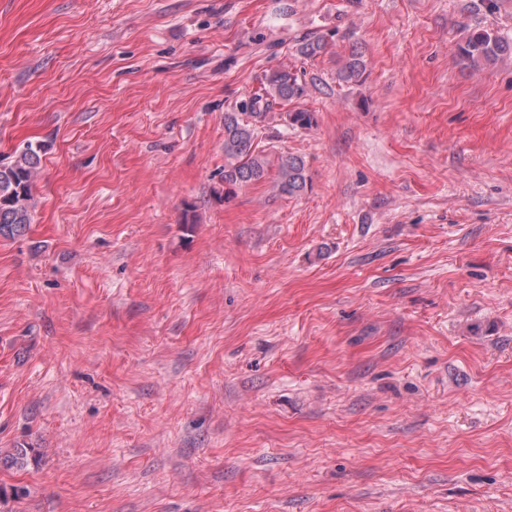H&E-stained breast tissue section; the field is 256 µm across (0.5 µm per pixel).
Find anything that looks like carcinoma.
<instances>
[{
  "label": "carcinoma",
  "instance_id": "obj_1",
  "mask_svg": "<svg viewBox=\"0 0 512 512\" xmlns=\"http://www.w3.org/2000/svg\"><path fill=\"white\" fill-rule=\"evenodd\" d=\"M458 55L472 67L512 61V37L491 28H473L458 45ZM366 63L358 49L351 50L337 69L336 78L346 84L364 77ZM305 81L290 69H275L265 77L263 92L255 93L224 113V198L233 187L264 179L276 168L275 187L279 193L294 196L307 186L305 162L302 157L279 154L271 161L257 150L255 140L265 127L274 102L285 105L300 99ZM284 120L292 128L308 129L316 123L314 113L295 109ZM40 145H26L14 159L0 163V238L14 240L24 236L32 223V187L41 164Z\"/></svg>",
  "mask_w": 512,
  "mask_h": 512
}]
</instances>
